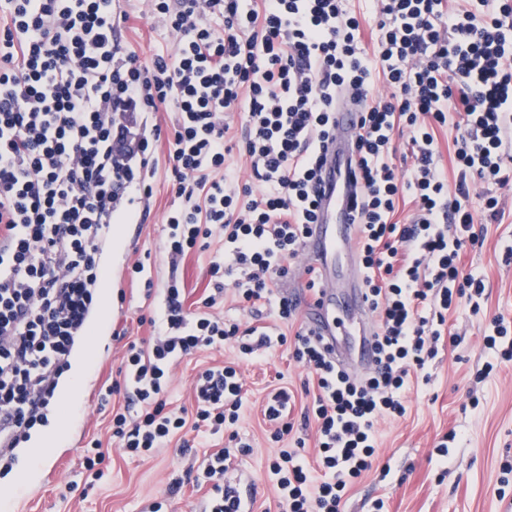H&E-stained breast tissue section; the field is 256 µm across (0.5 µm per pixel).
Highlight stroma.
Returning <instances> with one entry per match:
<instances>
[{"label": "stroma", "instance_id": "obj_1", "mask_svg": "<svg viewBox=\"0 0 512 512\" xmlns=\"http://www.w3.org/2000/svg\"><path fill=\"white\" fill-rule=\"evenodd\" d=\"M120 4L130 16L124 39L141 61L172 48V37L159 20L143 16L139 0H120ZM173 200L167 183L160 180L150 202H123L119 222L112 227L113 234L122 237L123 247H107L101 256L112 279L102 288L104 309L92 318L97 341L91 367L77 391L60 389L47 418L56 421L73 406L78 416L65 440L49 448L43 464L16 489L12 512H144L176 479L183 485L165 512H204L206 491L186 479L185 473L192 466L204 467L210 453L227 444V432L195 437L193 452L185 457L167 447L144 459L131 458L110 430L112 410L123 406V397L114 396L106 406L98 402L99 391L111 383L121 365L123 344L114 340V331L126 329L129 339L137 341L152 336L151 326L139 324L138 319L153 316L158 290L167 278L165 215ZM501 202L502 223L487 225L482 245L465 249L460 256L464 269L486 280L479 313L464 306L449 315L448 333L427 369V380L412 385L404 417L378 423L373 467L346 492L340 512H379L375 504L380 499L385 502L380 512H512V485L499 487L502 465L512 463V365L501 367L487 381L474 379L489 358L480 343L483 324L497 314L512 318V259L504 253L505 246L512 245V191L502 190ZM140 258L155 293H146L142 281L130 280V267ZM234 361L243 373L247 397L235 429L252 451L239 457L224 479L242 495L254 497V512H282L269 471L278 446L267 437L262 404L273 389L290 388L296 395L292 415L297 418L301 405L312 401L304 393L307 372L292 360L287 347L264 350L258 362L240 358L228 345L196 351L176 366L167 402L173 408L191 407L195 375L203 368ZM451 430L457 438L443 464L435 448ZM94 439L102 441L109 456L102 478L88 489L84 450Z\"/></svg>", "mask_w": 512, "mask_h": 512}]
</instances>
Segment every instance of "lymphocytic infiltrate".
<instances>
[{"instance_id": "lymphocytic-infiltrate-1", "label": "lymphocytic infiltrate", "mask_w": 512, "mask_h": 512, "mask_svg": "<svg viewBox=\"0 0 512 512\" xmlns=\"http://www.w3.org/2000/svg\"><path fill=\"white\" fill-rule=\"evenodd\" d=\"M174 39L150 65L123 39L119 0H0V454L44 422L75 345L100 304L102 246L125 193L152 196L165 179L178 199L167 217L169 271L148 345L127 343L120 377L101 403L123 394L112 435L142 456L184 429L230 443L198 474L206 512H246L224 483L232 457L250 452L232 425L246 403L232 364L193 380L194 409H169L170 370L202 349L252 356L291 345L317 392L304 439L270 464L285 512H339L349 487L371 470L379 419L404 416L405 395L438 354L449 312H479L482 275L459 265L501 223L497 192L512 187V0H377L372 45L345 0H142ZM362 106L354 161L359 259L376 318L375 365L338 368L321 342L283 333L296 304L276 297L316 221L313 188L335 130L336 101ZM174 113L172 124L157 112ZM239 138H231L233 117ZM453 129V169L437 133ZM408 132V166L395 134ZM167 142L166 158L158 145ZM238 152L250 169L226 166ZM411 199L408 222L395 221ZM214 249L211 291L184 309L178 273L194 249ZM232 286L243 310L274 326L214 314ZM493 360L512 363V320L481 331ZM293 391H271L263 415L282 441L294 425Z\"/></svg>"}]
</instances>
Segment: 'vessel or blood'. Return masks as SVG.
Here are the masks:
<instances>
[{"label": "vessel or blood", "mask_w": 512, "mask_h": 512, "mask_svg": "<svg viewBox=\"0 0 512 512\" xmlns=\"http://www.w3.org/2000/svg\"><path fill=\"white\" fill-rule=\"evenodd\" d=\"M359 105L350 99L336 105V134L324 156L317 185V224L306 256L318 268L324 286L308 302V327L324 339L333 357L357 371L372 366L368 341L374 336L365 287L357 274L354 251L357 232L354 203L349 195L347 166L358 131ZM351 311L348 326L338 325L336 313Z\"/></svg>", "instance_id": "vessel-or-blood-1"}]
</instances>
